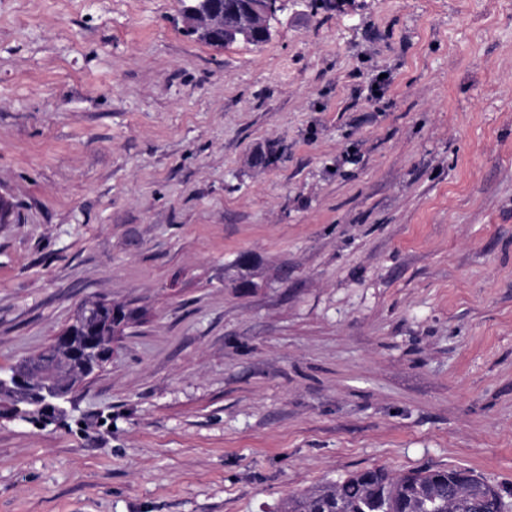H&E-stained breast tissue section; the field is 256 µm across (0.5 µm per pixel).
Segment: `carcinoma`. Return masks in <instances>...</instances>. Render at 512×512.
Segmentation results:
<instances>
[{
  "label": "carcinoma",
  "instance_id": "1",
  "mask_svg": "<svg viewBox=\"0 0 512 512\" xmlns=\"http://www.w3.org/2000/svg\"><path fill=\"white\" fill-rule=\"evenodd\" d=\"M504 496L461 468H369L289 496L281 512H502Z\"/></svg>",
  "mask_w": 512,
  "mask_h": 512
}]
</instances>
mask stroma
Segmentation results:
<instances>
[{
  "label": "stroma",
  "instance_id": "35a3bbf8",
  "mask_svg": "<svg viewBox=\"0 0 512 512\" xmlns=\"http://www.w3.org/2000/svg\"><path fill=\"white\" fill-rule=\"evenodd\" d=\"M178 0H0V370L141 322L0 512H280L351 473L512 506V0H324L204 44ZM380 88L371 91V80Z\"/></svg>",
  "mask_w": 512,
  "mask_h": 512
}]
</instances>
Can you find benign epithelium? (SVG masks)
<instances>
[{
	"instance_id": "benign-epithelium-1",
	"label": "benign epithelium",
	"mask_w": 512,
	"mask_h": 512,
	"mask_svg": "<svg viewBox=\"0 0 512 512\" xmlns=\"http://www.w3.org/2000/svg\"><path fill=\"white\" fill-rule=\"evenodd\" d=\"M287 3L288 0H249L244 14L227 15L224 0H200L196 6H181L180 18L188 33L212 46L247 38L257 43L268 42ZM245 15L260 19V25L248 27L243 23ZM118 334L119 330L114 329L96 336L86 342L80 353L72 349L68 331H63L55 346L59 360L71 370L69 374L49 372L33 358L0 375V391L8 390L12 394L8 402L0 400V419L27 422L32 417L45 424L67 414V404L74 399L84 379L74 366L84 368L90 357L103 362L109 356L112 338Z\"/></svg>"
}]
</instances>
